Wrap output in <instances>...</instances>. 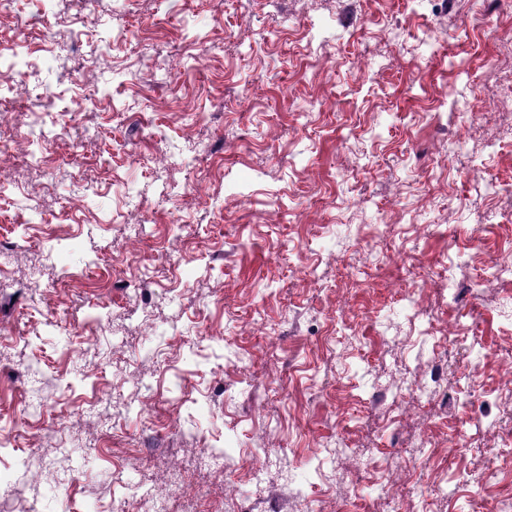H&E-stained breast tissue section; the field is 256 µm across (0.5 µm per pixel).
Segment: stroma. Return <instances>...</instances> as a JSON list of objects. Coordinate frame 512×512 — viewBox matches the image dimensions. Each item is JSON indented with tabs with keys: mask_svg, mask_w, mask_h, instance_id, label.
<instances>
[{
	"mask_svg": "<svg viewBox=\"0 0 512 512\" xmlns=\"http://www.w3.org/2000/svg\"><path fill=\"white\" fill-rule=\"evenodd\" d=\"M343 7L0 0V72L20 76L0 512H494L512 493V223L492 220L512 210V10L361 0L345 29ZM487 93L501 108L469 111ZM452 285L448 411L413 388Z\"/></svg>",
	"mask_w": 512,
	"mask_h": 512,
	"instance_id": "1",
	"label": "stroma"
}]
</instances>
